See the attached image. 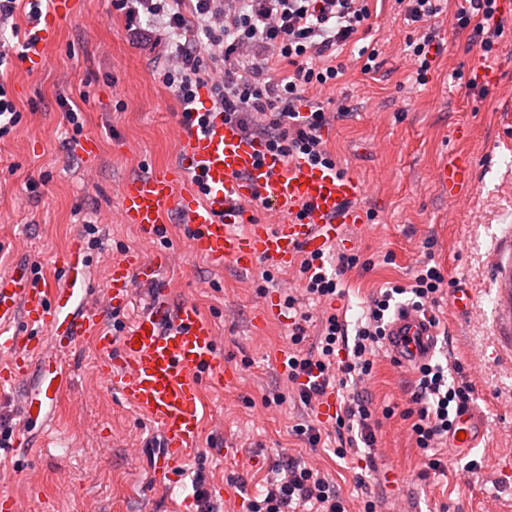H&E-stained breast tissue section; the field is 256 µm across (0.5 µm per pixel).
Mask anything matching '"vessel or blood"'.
I'll list each match as a JSON object with an SVG mask.
<instances>
[{
	"label": "vessel or blood",
	"mask_w": 512,
	"mask_h": 512,
	"mask_svg": "<svg viewBox=\"0 0 512 512\" xmlns=\"http://www.w3.org/2000/svg\"><path fill=\"white\" fill-rule=\"evenodd\" d=\"M76 12L73 0H49V14L31 26L23 60L39 71L44 52L60 23ZM184 147L175 169L156 168L127 180L122 188L120 221L164 236L170 216L189 233L192 251L215 268L232 263L242 272L264 262L291 269L304 254L324 250L347 225L363 221L354 202L365 194L355 176L290 159L248 137L235 122L210 114L205 124L179 116ZM436 182L459 190L472 180L467 157L440 167ZM273 223L252 221L255 207ZM88 252L74 236L58 259L52 284L37 279L32 263L0 274V407L14 415L12 433L0 435V456L22 462L35 456L56 420L58 400L70 391V361L79 341L94 340L107 359L98 372L121 398L156 428L160 456L153 463L155 488L167 489L181 465L198 449L203 433V381L233 384L236 372L224 365L215 329L188 300L150 301L118 331L99 310L124 309L135 282L154 284L157 263L119 259L109 268L104 297H97L85 271ZM385 343L401 366L413 368L436 353L438 331L425 313L403 308L387 327ZM475 410L460 413L448 438L452 453L476 447L481 439ZM0 477V512H22L10 480Z\"/></svg>",
	"instance_id": "obj_1"
}]
</instances>
